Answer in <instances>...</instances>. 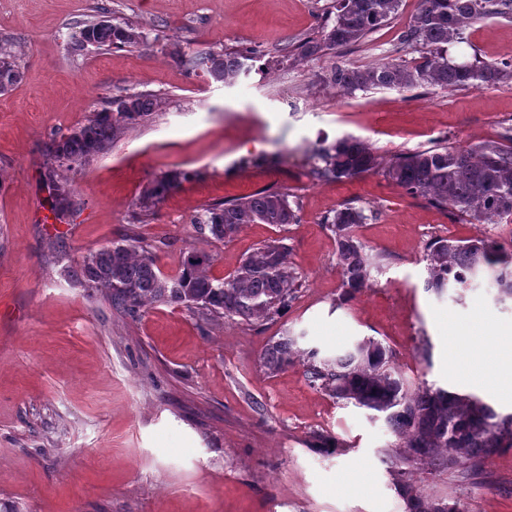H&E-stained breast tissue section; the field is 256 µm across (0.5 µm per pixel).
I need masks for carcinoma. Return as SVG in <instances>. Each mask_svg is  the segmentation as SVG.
I'll list each match as a JSON object with an SVG mask.
<instances>
[{"instance_id": "1", "label": "carcinoma", "mask_w": 512, "mask_h": 512, "mask_svg": "<svg viewBox=\"0 0 512 512\" xmlns=\"http://www.w3.org/2000/svg\"><path fill=\"white\" fill-rule=\"evenodd\" d=\"M403 0H334L331 17L315 36L298 41L295 51L305 59L326 51L359 44L387 25L399 12ZM503 19L512 21V0H418V9L402 31L401 50L420 53V60L400 57L366 67L337 62L320 80L351 96L358 90L489 88L512 84V59L494 62L452 58V45L468 42L467 31L476 23ZM144 36L126 25L102 22L84 25L75 37L74 49L139 48ZM188 70L201 69L217 82L232 85L261 51L242 47L222 54L172 52ZM21 80L14 55L0 50V93H7ZM161 99L148 94L114 98L85 124L47 144L50 164L69 171L109 149L120 131L136 125L161 108ZM311 174L317 179H354L383 169L388 181L447 214L464 216L473 224L512 223V125L495 139L467 146L448 142L405 152L382 164L363 141L344 137L312 154ZM183 171H170L145 191L142 204L156 205L182 181ZM78 205L70 185L53 184V208L64 214ZM365 209L346 205L323 219L333 233L342 288L353 295L367 287L375 267L366 245L354 232L365 223ZM299 209L288 193L263 190L214 203L193 219L201 234L215 241H230L245 224H298ZM290 248L274 239L255 248L229 279L209 274L212 255L191 248L183 255L174 278L161 274L155 254L132 240L114 243L85 257L77 279L102 292L117 308L135 314L157 302L181 304L205 322L238 316L250 323L272 321L295 298L302 286L289 265ZM427 287L440 294L447 288L470 287L486 277L492 279L497 296L512 300V245L481 238L456 241L431 240L425 249ZM292 336H284L267 348L260 364L269 374L303 362L307 380L331 397L358 407L386 414L391 431L404 449L403 459L436 471L450 467L467 470L482 464L503 448H512V413L502 416L482 398L442 388L422 386L412 391L399 375L392 353L367 338L336 356H320L315 348L299 350ZM399 490L409 512H459L442 500L428 501L417 495L411 477L399 473Z\"/></svg>"}]
</instances>
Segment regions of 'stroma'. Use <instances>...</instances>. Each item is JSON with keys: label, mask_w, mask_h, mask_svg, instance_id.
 <instances>
[{"label": "stroma", "mask_w": 512, "mask_h": 512, "mask_svg": "<svg viewBox=\"0 0 512 512\" xmlns=\"http://www.w3.org/2000/svg\"><path fill=\"white\" fill-rule=\"evenodd\" d=\"M418 0L365 43L296 60L332 0H0V47L21 81L0 94V506L19 512H408L396 483L401 451L384 414L311 386L302 365L265 373L259 358L284 335L325 355L367 337L393 353L411 387L477 392L499 412L512 393L473 382L476 337L499 374L512 369V304L492 281L460 294L426 289L427 243L436 237L512 242L511 224L451 219L372 173L311 177L322 142L353 136L382 160L496 137L512 124V86L390 89L347 97L321 81L337 61L394 57ZM142 31L139 50L78 52L84 24ZM454 55L512 57V22L469 31ZM255 47L263 55L230 86L190 74L172 56ZM151 94L164 107L122 131L111 149L69 178L80 202L57 215L45 146L113 97ZM187 172L161 203L141 208L164 174ZM271 189L300 208L297 224H246L209 241L192 219L210 204ZM372 207L356 227L378 264L368 288L346 296L336 243L322 219L341 205ZM175 276L197 246L210 273L232 277L259 244L285 239L302 286L264 326L238 317L207 324L186 307L131 315L70 271L125 237ZM327 435L335 448H318ZM422 498L463 512H512V448L476 473L417 469Z\"/></svg>", "instance_id": "stroma-1"}]
</instances>
